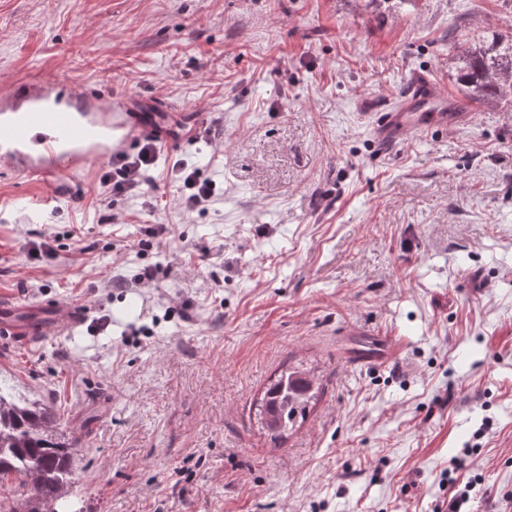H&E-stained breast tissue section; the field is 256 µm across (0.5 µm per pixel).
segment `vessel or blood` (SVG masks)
Wrapping results in <instances>:
<instances>
[{
  "instance_id": "vessel-or-blood-1",
  "label": "vessel or blood",
  "mask_w": 512,
  "mask_h": 512,
  "mask_svg": "<svg viewBox=\"0 0 512 512\" xmlns=\"http://www.w3.org/2000/svg\"><path fill=\"white\" fill-rule=\"evenodd\" d=\"M62 87L60 80L38 78L16 95L0 98V166L13 177L42 181L57 197L87 169L127 150L148 130L128 113L75 90L69 93L66 106L53 107L51 101ZM468 120L455 98L420 76L399 101L377 115L373 134L376 140L389 143L432 128L458 129ZM88 314L82 306L61 310L44 304L29 315L3 300L0 337L39 343L84 324Z\"/></svg>"
}]
</instances>
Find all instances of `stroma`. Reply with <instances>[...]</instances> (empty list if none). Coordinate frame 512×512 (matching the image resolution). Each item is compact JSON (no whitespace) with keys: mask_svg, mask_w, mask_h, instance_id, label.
Returning <instances> with one entry per match:
<instances>
[{"mask_svg":"<svg viewBox=\"0 0 512 512\" xmlns=\"http://www.w3.org/2000/svg\"><path fill=\"white\" fill-rule=\"evenodd\" d=\"M494 32L512 0H0V88L58 75L192 130L141 196L113 159L52 201L0 177V298L90 311L0 339V387L84 437V512H445L460 456L474 512H512V107L371 132L417 74L457 92ZM383 336L392 361L352 362ZM288 364L321 393L274 443L251 406ZM181 179L188 195L182 198L181 204L187 211L204 208L214 197V187L208 181L200 182L195 171H187V167L180 166Z\"/></svg>","mask_w":512,"mask_h":512,"instance_id":"obj_1","label":"stroma"}]
</instances>
